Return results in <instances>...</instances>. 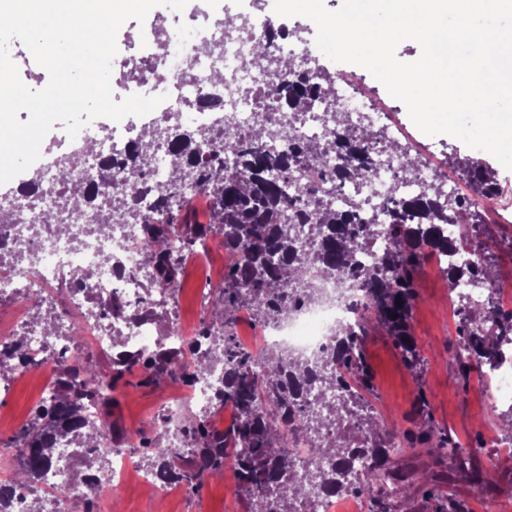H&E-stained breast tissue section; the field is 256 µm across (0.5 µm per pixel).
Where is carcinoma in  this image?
<instances>
[{
    "label": "carcinoma",
    "mask_w": 512,
    "mask_h": 512,
    "mask_svg": "<svg viewBox=\"0 0 512 512\" xmlns=\"http://www.w3.org/2000/svg\"><path fill=\"white\" fill-rule=\"evenodd\" d=\"M261 68H272L281 79L277 90L259 94L260 113L256 125L240 129L230 119L211 143L215 152L204 160L200 144L205 136L200 129L175 124L166 150L171 158L172 181L156 189L153 205L144 209L140 200L146 194L135 175L150 166L152 156L146 149L155 135V127L141 130L122 162L107 159L100 175L102 184L77 185L60 180L62 193L74 208H97L110 194L106 186H122L126 197L112 198L111 222L139 224L142 228L143 257L153 270L154 282L178 291L181 288V264L172 256L174 242L192 250L212 234L224 235V246L234 257L224 272V283L215 290L211 316L201 323L199 335L188 350L159 343L151 353L130 350L120 337L112 341L110 371L82 357L63 356L55 379L56 396L40 404L32 420L8 440L3 448L14 450L18 460L15 481L24 486L48 470L54 459L55 444L67 440L84 448V470L73 475L71 490L77 492L91 478L104 472L110 451L119 446L141 457L149 468H158L195 490L205 479L224 469H233L234 487L249 506L247 512H314L311 504L300 499L294 483L297 464L282 448V437L290 426H300L313 434V452L333 461L326 472L309 471L305 478L327 490L349 487L353 461L371 458L372 465L363 476L370 501L369 512H395L402 501L419 498L432 512H468V504L451 500L438 490L441 474L429 468L410 465L399 469L393 459L425 453L437 466L445 461L464 460L483 447L481 442L466 447L438 430L432 421L425 395L417 397L411 427L398 438V447H390L391 431L372 415L365 392L372 386V375L365 359L364 343L369 331L383 328L399 350L405 365L420 370V347L413 336L409 317L417 299L416 280L427 259V251L452 249V241L441 236L439 225L461 224L467 228L464 243L473 248L477 262L467 270L453 268L448 283L466 275L480 276L492 282L496 272L488 261L489 245L485 221L479 204L473 201L438 202L440 188L424 185L411 197H392L382 208L385 223L391 225L388 248L377 262L364 268L354 256L367 249L378 233L376 216L365 219L363 206L351 200L347 208L336 209L329 197L336 185L345 182L368 183L377 175L373 155L397 145L384 130L359 131L345 126L335 111L336 75L323 68L296 75L284 59L267 54L259 46ZM324 106L328 120L336 129L322 141H305L294 134L296 124L316 104ZM278 141V148L265 149L264 138ZM325 166L323 183L317 188L288 194V180L294 169L309 164ZM447 164L481 192L497 195L500 184L496 171L486 161L469 155L448 154ZM189 180L209 195L211 213L201 224L183 207H167L169 192L181 181ZM310 225L314 249L297 246L294 225ZM334 271L359 274L365 280L366 301L353 326L336 329V352L328 358L309 362L266 355L262 371H257L253 355L239 346L234 323L240 308L251 310L258 324L288 316L293 298L314 301L319 288L310 273ZM402 305H396V301ZM39 321L51 331L62 317L58 306L43 308ZM512 333V310L498 307L488 299L481 310L461 309L457 355L462 375L471 369H491L498 359L499 338ZM193 357V366L169 377L184 385L208 377L217 364L228 361L232 368L224 373V389L209 411H200L184 419L181 432L193 447L174 450L163 444L164 434L147 437L131 433L109 419L117 388L152 386L158 383L165 366L185 355ZM34 366L25 339L15 338L0 350V377L9 370ZM108 378V390L101 381ZM317 382L337 392L336 399L314 410L307 402V386ZM100 409L97 424L87 422V406ZM231 405L237 412L234 422L219 430L212 427V411ZM463 477L475 498L484 497L488 486L481 473L467 471Z\"/></svg>",
    "instance_id": "cac0c4a2"
}]
</instances>
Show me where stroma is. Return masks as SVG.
<instances>
[{
  "label": "stroma",
  "instance_id": "stroma-1",
  "mask_svg": "<svg viewBox=\"0 0 512 512\" xmlns=\"http://www.w3.org/2000/svg\"><path fill=\"white\" fill-rule=\"evenodd\" d=\"M272 13L273 0H190L183 12L165 6L153 8L144 22L127 21L117 36L119 54L142 52L140 34L159 26L168 33L192 36L194 26L203 17L213 19L240 12ZM501 191L499 198L505 209L490 234L496 245L492 258L498 270L512 268V249L502 242L512 237V171L497 167ZM224 267L222 253L204 254L198 261L184 264L181 288L176 293L165 321L177 320L191 328H199L206 316L200 307L201 289L210 284L214 273ZM418 301L412 316V332L421 346L420 372H411L404 364L392 341L380 331L371 332L365 346L367 360L374 374L373 387L367 399L375 415L387 428L403 431L418 393H425L439 428L447 430L461 443L481 440L476 461L483 477L495 486L488 498H468L462 476L441 487L443 494L467 497L470 512H512V454L492 447L491 442L502 430L498 412L488 407L483 380L478 371L462 378L455 357L457 324L448 318V290L443 281L419 277ZM45 377L31 370L10 381L0 392V438L8 439L30 418L42 400ZM188 389L175 382L167 390L158 387L121 388L115 394L112 416L128 429L156 434L161 408L166 397L187 395ZM243 503L233 491L231 474L222 479H206L202 489L184 488L167 501L156 499L137 478H129L117 493L116 512H243Z\"/></svg>",
  "mask_w": 512,
  "mask_h": 512
}]
</instances>
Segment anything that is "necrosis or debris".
<instances>
[{
  "mask_svg": "<svg viewBox=\"0 0 512 512\" xmlns=\"http://www.w3.org/2000/svg\"><path fill=\"white\" fill-rule=\"evenodd\" d=\"M281 26V19L251 15L253 35L247 38L221 21L207 19L200 24L196 39L179 44L176 51H164L154 63L130 54L114 59L112 69L125 94L140 93L148 85L161 88L167 99L158 113L189 110L197 127L216 126L229 118L239 127L248 128L254 125L258 114L254 91L268 86L270 80L269 74L253 63L256 41L268 42L270 52L291 59L296 70L320 65L309 53L307 41L295 35H280ZM158 113L121 127L103 120L106 133L97 139L92 150L87 149L85 141L64 134L56 136L47 159L39 166L41 182L37 194L17 187L0 193V215L11 218L6 231L0 232V299L11 298L22 306L27 299L37 297L66 310L53 334L41 330L26 316L16 322L30 356L48 377L45 397H52L54 392L57 354L77 353L70 333L73 323H81L86 340L103 352L111 350L116 335L125 337L129 348L142 352L156 349L162 341L183 346L191 339L179 323L172 324L166 339L158 337L151 314L167 307L173 295L149 287L152 272L143 261L140 225L110 223L105 213L93 208L74 211L59 193L60 156L71 155L80 160L70 173L72 181L83 183L99 178L102 160L126 155L138 128L152 125ZM346 117L355 127L375 125L384 129L389 140L399 143L400 150L376 155L378 174L371 182L350 183L336 190V208H343L351 199L378 207L392 190L400 196L417 193L416 183L401 178V167L409 159L417 164L422 179L441 187L444 199L458 200L460 195L455 181L448 176L447 166L433 163L429 151L420 147L419 136H407L373 98H364L360 108L347 112ZM87 224L103 225L104 230L83 234ZM77 267L92 272L89 283L72 281L71 273ZM318 286L323 296L317 302L296 306L287 318L262 325L257 341L249 345L256 358H263L272 350L310 358L335 351L337 327L354 324L356 306L364 300L366 290L360 279L334 274L319 277ZM491 295L501 298L503 308H512V272H504L490 283L477 277L460 279L448 289V309L454 313L465 306L478 308ZM112 296L123 299L122 313L115 315L101 308V301ZM499 349L503 361L490 374L489 405L505 411L512 408V336L502 338ZM223 377L224 372L219 369L197 382L191 388L189 402L166 400L159 426L167 436L168 447L184 445L179 420L187 407L211 405ZM75 456L76 450L68 441L57 443L54 462L39 480L37 495L43 512H72L75 497L70 485ZM132 473L158 497L170 495L177 486L176 480L146 467L137 455L116 448L109 455L103 479L87 483L80 496L91 500L96 512H112L113 495Z\"/></svg>",
  "mask_w": 512,
  "mask_h": 512,
  "instance_id": "necrosis-or-debris-1",
  "label": "necrosis or debris"
}]
</instances>
